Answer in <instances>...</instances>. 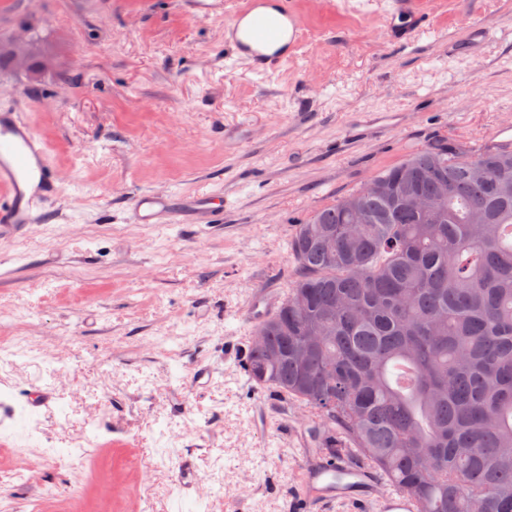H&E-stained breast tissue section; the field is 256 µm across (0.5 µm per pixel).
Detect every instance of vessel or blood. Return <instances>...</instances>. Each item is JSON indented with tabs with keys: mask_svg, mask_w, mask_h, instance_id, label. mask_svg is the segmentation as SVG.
Listing matches in <instances>:
<instances>
[{
	"mask_svg": "<svg viewBox=\"0 0 512 512\" xmlns=\"http://www.w3.org/2000/svg\"><path fill=\"white\" fill-rule=\"evenodd\" d=\"M231 40L253 72L277 67L295 52L300 23L293 0H246L236 9L229 25ZM58 198L56 168L48 159L43 140L24 113L0 111V239L11 238L31 224L45 220ZM210 193L139 192L134 197L132 220L137 224H180L194 214L213 223L219 216ZM282 302L278 293L258 294L251 302L250 317L262 322ZM303 480L298 489L306 507L340 499L363 504L377 501L380 512H419L410 493L397 488L375 497L382 475L357 467L353 459L324 454L302 462Z\"/></svg>",
	"mask_w": 512,
	"mask_h": 512,
	"instance_id": "obj_1",
	"label": "vessel or blood"
}]
</instances>
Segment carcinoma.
<instances>
[{
  "instance_id": "cac0c4a2",
  "label": "carcinoma",
  "mask_w": 512,
  "mask_h": 512,
  "mask_svg": "<svg viewBox=\"0 0 512 512\" xmlns=\"http://www.w3.org/2000/svg\"><path fill=\"white\" fill-rule=\"evenodd\" d=\"M378 176L296 226L300 274L246 372L316 410L333 454L420 512H512V190L492 187L512 185V151L439 138ZM445 186L438 210L404 205Z\"/></svg>"
}]
</instances>
